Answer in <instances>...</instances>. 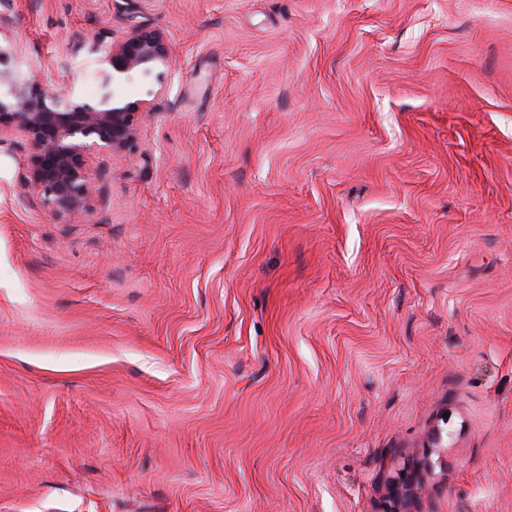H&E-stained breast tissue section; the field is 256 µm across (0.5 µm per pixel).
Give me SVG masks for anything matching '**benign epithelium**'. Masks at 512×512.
Masks as SVG:
<instances>
[{"label": "benign epithelium", "instance_id": "benign-epithelium-1", "mask_svg": "<svg viewBox=\"0 0 512 512\" xmlns=\"http://www.w3.org/2000/svg\"><path fill=\"white\" fill-rule=\"evenodd\" d=\"M22 47L0 46V138L20 133L28 138L31 156L19 172V183L55 216L72 219L90 210L96 191L90 151L132 149L140 119L154 110L148 101L116 98L115 84L149 73V65L169 58L164 33L142 23L122 39L108 30L92 37L99 99L90 103L75 89L54 94L42 86L40 74L18 63ZM415 471L403 469L389 483L386 512H414Z\"/></svg>", "mask_w": 512, "mask_h": 512}]
</instances>
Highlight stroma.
Returning <instances> with one entry per match:
<instances>
[{"label": "stroma", "instance_id": "obj_1", "mask_svg": "<svg viewBox=\"0 0 512 512\" xmlns=\"http://www.w3.org/2000/svg\"><path fill=\"white\" fill-rule=\"evenodd\" d=\"M5 12L58 89L170 56L74 221L0 139V512H512V0ZM417 475L414 470H398L397 476L391 479L389 485V507L386 512H414L413 498L417 485Z\"/></svg>", "mask_w": 512, "mask_h": 512}]
</instances>
